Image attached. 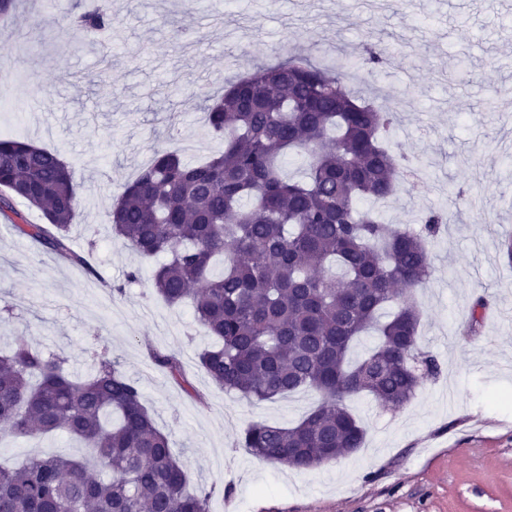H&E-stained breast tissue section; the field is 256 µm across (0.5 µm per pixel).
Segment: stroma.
<instances>
[{
	"label": "stroma",
	"mask_w": 512,
	"mask_h": 512,
	"mask_svg": "<svg viewBox=\"0 0 512 512\" xmlns=\"http://www.w3.org/2000/svg\"><path fill=\"white\" fill-rule=\"evenodd\" d=\"M112 31L70 28L76 0H17L0 25V130L60 152L74 168V251L89 267L36 248L0 220V347L23 338L59 355L74 377L106 354L136 380L143 402L210 512H512V0H111ZM50 23L31 27V15ZM387 48L380 88L400 103L397 152L425 169L378 214L418 225L442 209L430 244L433 273L415 299L420 345L441 374L403 408L352 397L362 448L300 472L240 448L252 421L291 425L316 401L300 391L253 403L198 366L214 340L190 304L152 286V262L116 239L108 213L158 151L201 161L222 150L206 97L257 63L299 52L330 63ZM465 198H457V189ZM137 280H129L131 271ZM489 307L479 323L477 297ZM176 355L187 387L149 358ZM82 455L65 435L0 436V464L33 455Z\"/></svg>",
	"instance_id": "obj_1"
}]
</instances>
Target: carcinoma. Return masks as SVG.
<instances>
[{"mask_svg": "<svg viewBox=\"0 0 512 512\" xmlns=\"http://www.w3.org/2000/svg\"><path fill=\"white\" fill-rule=\"evenodd\" d=\"M72 27L94 40L112 30L109 0H86ZM384 49L361 61L323 66L291 54L257 66L207 107L223 150L193 164L157 152L112 205L110 226L139 255L161 257L152 281L169 305L191 301L217 340L198 355L218 386L258 402L298 391L319 400L296 424L252 422L240 447L256 458L309 471L364 443L347 399L363 393L402 408L441 368L419 349L414 290L429 279L428 242L438 211L420 230L395 229L362 200L393 197L403 174L387 145L397 112L357 102L349 73L377 72ZM300 156L305 177L285 179ZM20 201L41 213L33 224ZM72 167L52 150L0 137V217L33 245L80 261L70 247L78 219ZM224 259L216 276L212 265ZM373 330L378 344L350 358ZM152 361L185 381L172 354ZM65 360L20 340L0 355V430L13 436L66 433L91 458L65 454L0 466V512H209L211 492L188 490L189 476L143 403L137 383L98 355L95 373L75 381Z\"/></svg>", "mask_w": 512, "mask_h": 512, "instance_id": "carcinoma-1", "label": "carcinoma"}]
</instances>
